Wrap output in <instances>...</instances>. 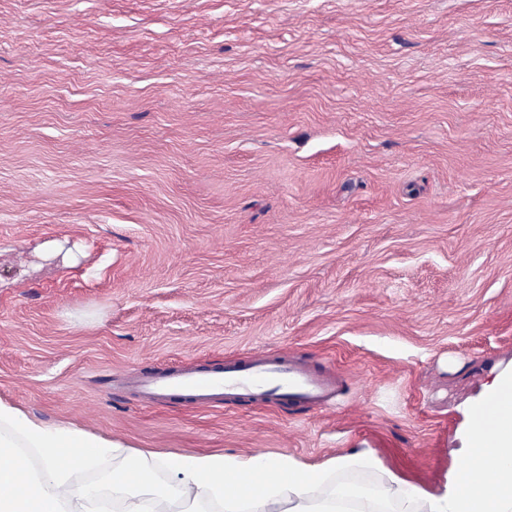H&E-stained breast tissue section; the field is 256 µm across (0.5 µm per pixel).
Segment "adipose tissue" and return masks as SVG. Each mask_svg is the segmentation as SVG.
Here are the masks:
<instances>
[{
    "label": "adipose tissue",
    "mask_w": 512,
    "mask_h": 512,
    "mask_svg": "<svg viewBox=\"0 0 512 512\" xmlns=\"http://www.w3.org/2000/svg\"><path fill=\"white\" fill-rule=\"evenodd\" d=\"M463 431L465 459L448 490L434 494L387 470L370 450L320 465L265 455L204 453L192 456L138 451L136 467L116 471L107 487L81 483L119 443L79 425L54 426L0 401V512H103L111 493L119 512H512V371L497 374L472 404ZM40 457L32 467L28 451ZM173 475L158 486L156 467ZM361 471L365 487L333 485L335 474Z\"/></svg>",
    "instance_id": "1"
}]
</instances>
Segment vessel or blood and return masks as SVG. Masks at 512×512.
Masks as SVG:
<instances>
[{
    "label": "vessel or blood",
    "instance_id": "obj_1",
    "mask_svg": "<svg viewBox=\"0 0 512 512\" xmlns=\"http://www.w3.org/2000/svg\"><path fill=\"white\" fill-rule=\"evenodd\" d=\"M137 390L144 401L152 404L178 400L197 406L232 400L242 390L259 399L276 395L321 408L336 397V385L331 379L287 360L230 367L221 372L203 368L175 370L141 379Z\"/></svg>",
    "mask_w": 512,
    "mask_h": 512
}]
</instances>
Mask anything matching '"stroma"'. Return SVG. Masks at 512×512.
I'll return each mask as SVG.
<instances>
[{
	"instance_id": "obj_1",
	"label": "stroma",
	"mask_w": 512,
	"mask_h": 512,
	"mask_svg": "<svg viewBox=\"0 0 512 512\" xmlns=\"http://www.w3.org/2000/svg\"><path fill=\"white\" fill-rule=\"evenodd\" d=\"M288 358L324 409L144 406ZM512 367V0H0V400L127 452L360 448L432 493Z\"/></svg>"
}]
</instances>
